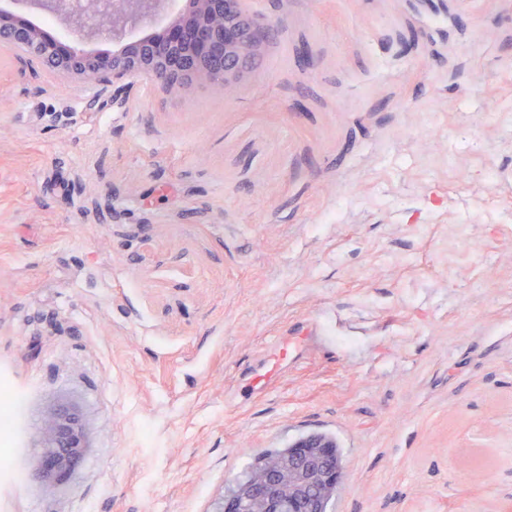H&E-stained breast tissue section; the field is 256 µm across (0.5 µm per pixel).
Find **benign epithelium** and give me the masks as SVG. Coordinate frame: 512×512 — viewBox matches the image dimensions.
<instances>
[{"instance_id": "1", "label": "benign epithelium", "mask_w": 512, "mask_h": 512, "mask_svg": "<svg viewBox=\"0 0 512 512\" xmlns=\"http://www.w3.org/2000/svg\"><path fill=\"white\" fill-rule=\"evenodd\" d=\"M55 15L81 37L107 34L121 47L110 53L66 46L30 20L0 12V49L38 65L57 81H77L97 100L104 81L149 77L170 97L182 96L196 80L214 84L224 95L238 91V78L265 51L278 33L280 21L258 25L246 0H184L169 11L162 34L129 37L141 24L157 16L173 0H23ZM107 19L100 25L101 19ZM38 441L41 460L35 472L46 487L68 480L88 453L87 437L74 410L56 406L46 415ZM336 442L313 433L301 437L267 458L227 496L214 502L211 512H324L343 479L334 459Z\"/></svg>"}]
</instances>
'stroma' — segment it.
Listing matches in <instances>:
<instances>
[{"mask_svg":"<svg viewBox=\"0 0 512 512\" xmlns=\"http://www.w3.org/2000/svg\"><path fill=\"white\" fill-rule=\"evenodd\" d=\"M250 7L228 97L0 67V512H209L312 432L329 512H512V0ZM38 441L42 442L43 448L35 476L48 488L67 481L77 463L88 453L81 421L66 405L50 409L42 423Z\"/></svg>","mask_w":512,"mask_h":512,"instance_id":"stroma-1","label":"stroma"}]
</instances>
